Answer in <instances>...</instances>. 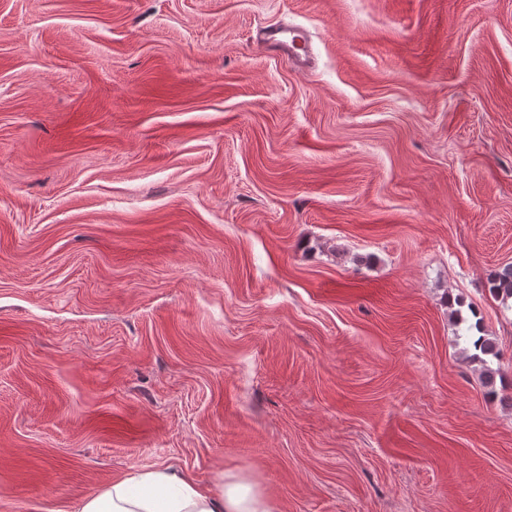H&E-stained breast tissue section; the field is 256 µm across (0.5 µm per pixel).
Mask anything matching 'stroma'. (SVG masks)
<instances>
[{"mask_svg": "<svg viewBox=\"0 0 512 512\" xmlns=\"http://www.w3.org/2000/svg\"><path fill=\"white\" fill-rule=\"evenodd\" d=\"M507 264L512 0H0V512H512ZM258 41L265 47L270 45L277 48L281 53L294 56L302 64H307L309 60L306 37L301 28H272L262 33ZM295 43H301L303 46L301 53L293 50ZM490 284L489 291L494 297L512 299V264L503 266ZM466 340L469 345L467 349L472 348L474 351L469 358L472 362H478L481 365L486 384H492L495 371L491 368L489 359L499 356L496 344L483 335L466 336ZM79 512H278L257 484L224 477L213 492L200 490L182 473L162 470L127 476L87 497Z\"/></svg>", "mask_w": 512, "mask_h": 512, "instance_id": "obj_1", "label": "stroma"}]
</instances>
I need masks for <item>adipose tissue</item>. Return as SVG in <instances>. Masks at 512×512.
<instances>
[{"mask_svg":"<svg viewBox=\"0 0 512 512\" xmlns=\"http://www.w3.org/2000/svg\"><path fill=\"white\" fill-rule=\"evenodd\" d=\"M79 512H278L257 484L225 478L213 492L200 490L183 474L162 470L135 474L87 497Z\"/></svg>","mask_w":512,"mask_h":512,"instance_id":"obj_1","label":"adipose tissue"}]
</instances>
